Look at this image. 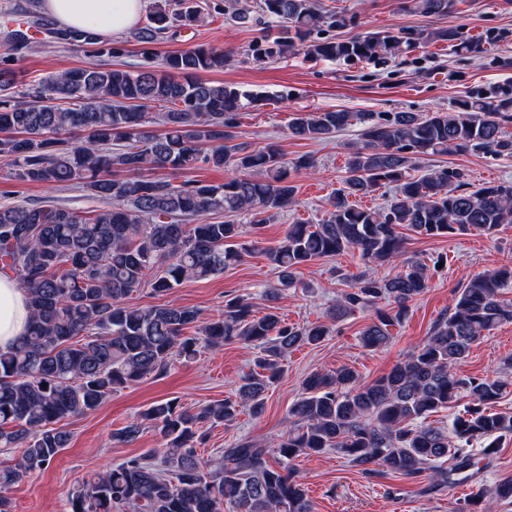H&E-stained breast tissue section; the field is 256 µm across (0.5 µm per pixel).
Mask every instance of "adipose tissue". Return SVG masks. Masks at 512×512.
Instances as JSON below:
<instances>
[{"mask_svg":"<svg viewBox=\"0 0 512 512\" xmlns=\"http://www.w3.org/2000/svg\"><path fill=\"white\" fill-rule=\"evenodd\" d=\"M43 7L65 27L117 34L136 24L143 0H44ZM30 320L28 296L12 275L0 272V349L24 336Z\"/></svg>","mask_w":512,"mask_h":512,"instance_id":"ef3b65f1","label":"adipose tissue"}]
</instances>
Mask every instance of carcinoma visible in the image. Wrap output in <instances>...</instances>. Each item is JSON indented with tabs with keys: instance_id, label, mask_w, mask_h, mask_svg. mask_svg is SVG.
<instances>
[{
	"instance_id": "1",
	"label": "carcinoma",
	"mask_w": 512,
	"mask_h": 512,
	"mask_svg": "<svg viewBox=\"0 0 512 512\" xmlns=\"http://www.w3.org/2000/svg\"><path fill=\"white\" fill-rule=\"evenodd\" d=\"M410 2L424 16H444L456 0ZM259 8L289 26L268 30L250 45L258 62L283 58L298 43L315 60L394 57L422 38L479 51L449 27L415 36L371 30L317 41L311 39L314 30L343 28L349 19L323 10L319 0H261ZM200 16L193 0H180L171 14L156 10L134 39L151 60L163 34L193 26ZM25 24L27 30L7 33L0 57V156L13 159L20 181L51 189L78 185L101 206L0 204V263L27 291L31 307L26 336L0 351V448L17 452L13 463L0 466V512H10L13 486L67 446L58 422L98 408L118 388L164 374L177 359L196 358L203 343L230 341L258 351L257 370L242 379L236 399L194 412L174 400L151 404L112 440L132 443L148 425L165 441L163 453L129 458L83 481L68 512H314L293 462L328 450L365 473L379 465L410 478L427 472L438 485L471 478L469 471L495 453L494 443L481 441L512 433V415L493 411L505 382L460 374L455 367L485 333L512 322V299L505 298L512 264L468 280L453 312L443 314L386 375L364 383L347 367L313 373L288 410L287 433L268 445L243 440L225 449L215 466L200 459V426L230 422L245 406L262 413L263 393L282 375L281 359L298 346L320 344L330 328L291 324L275 312L257 316L239 296L226 299L224 314L206 322L199 310L174 299L146 307L126 299L146 285L157 296L170 295L186 280L241 263L249 249L235 242L238 225L192 220L247 213L259 229L297 205L293 176L315 170L316 161L309 154L289 160L274 143L252 149L236 141L241 111L284 100L288 92H254L206 78L234 63L233 53L210 46L170 52L158 65L137 70L96 63L61 71L20 100L11 55L28 43L31 29H46L56 42L97 58L125 54L121 41L57 27L38 13ZM154 108L164 127L160 134L145 130ZM354 123L360 142L350 148L343 187L330 198V209L318 224L290 225L266 255L288 288L300 266L358 250L364 269L336 299L333 317L375 309L360 342L378 350L429 287L430 267L444 262L441 255L430 266L407 261L392 276L378 275L375 267L393 265L405 253L400 228L440 237L473 229L491 235L512 224V181L467 191L461 169L440 166L416 178L409 173L412 160L461 152L511 159L506 127L512 100L477 95L458 112L297 111L288 129L299 139L322 140ZM201 165L229 166L238 175L218 185L172 183L179 172ZM150 170L170 176L149 178L144 172ZM385 186L393 194L379 208H358L349 200ZM382 302L388 309L378 308ZM462 394L470 402L448 430L427 423ZM489 499L512 500V476L479 488L461 512H486Z\"/></svg>"
}]
</instances>
